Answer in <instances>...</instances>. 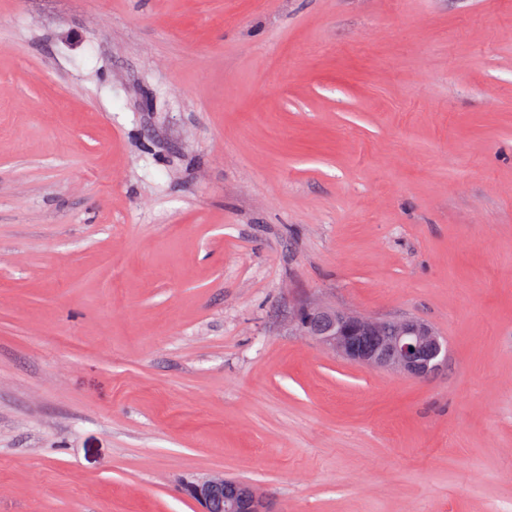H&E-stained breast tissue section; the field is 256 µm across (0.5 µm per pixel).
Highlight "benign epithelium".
Returning <instances> with one entry per match:
<instances>
[{
	"label": "benign epithelium",
	"instance_id": "1",
	"mask_svg": "<svg viewBox=\"0 0 512 512\" xmlns=\"http://www.w3.org/2000/svg\"><path fill=\"white\" fill-rule=\"evenodd\" d=\"M305 335L347 361L372 369H397L426 379L448 359V343L416 318L375 319L317 304L298 312ZM202 512H271L266 494L222 473L186 486Z\"/></svg>",
	"mask_w": 512,
	"mask_h": 512
}]
</instances>
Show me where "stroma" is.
<instances>
[{
  "label": "stroma",
  "instance_id": "35a3bbf8",
  "mask_svg": "<svg viewBox=\"0 0 512 512\" xmlns=\"http://www.w3.org/2000/svg\"><path fill=\"white\" fill-rule=\"evenodd\" d=\"M414 317L418 380L299 332ZM512 512V0H0V512ZM186 491L202 512H272L266 494L251 484L224 478V473L191 481Z\"/></svg>",
  "mask_w": 512,
  "mask_h": 512
}]
</instances>
